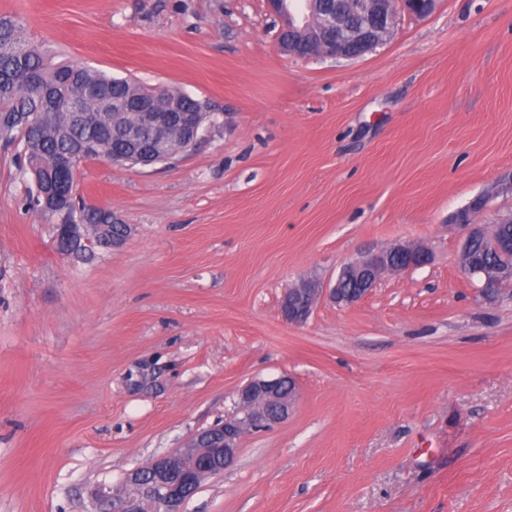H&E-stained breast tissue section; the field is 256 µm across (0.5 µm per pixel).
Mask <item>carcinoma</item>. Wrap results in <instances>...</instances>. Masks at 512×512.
<instances>
[{"label":"carcinoma","instance_id":"obj_1","mask_svg":"<svg viewBox=\"0 0 512 512\" xmlns=\"http://www.w3.org/2000/svg\"><path fill=\"white\" fill-rule=\"evenodd\" d=\"M162 110L174 104L184 112H203L205 106L194 99L185 100L171 89H150L130 79L110 77L76 62L52 63L51 51L30 40L22 23L10 16H0V113L49 112L52 119L24 129L15 123H0V146L21 148L25 168L38 175L35 194L29 198L30 209L49 220H66L79 216L95 234L99 225L109 222V209L76 207L74 197L63 196L46 210L41 191L46 184L60 187L71 184L66 166L68 154L84 142L94 143L95 158L111 160L124 149L118 135L122 128L138 124L140 102ZM72 103L92 117L91 124L62 128Z\"/></svg>","mask_w":512,"mask_h":512}]
</instances>
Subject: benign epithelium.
<instances>
[{"instance_id": "benign-epithelium-1", "label": "benign epithelium", "mask_w": 512, "mask_h": 512, "mask_svg": "<svg viewBox=\"0 0 512 512\" xmlns=\"http://www.w3.org/2000/svg\"><path fill=\"white\" fill-rule=\"evenodd\" d=\"M271 9L285 18L278 43L287 53L298 55L304 48L306 56L355 60L388 42L395 33L400 10L417 16L430 14L437 0H267ZM206 115L202 112H182L174 107L162 112L150 106L140 109L139 126L158 133L155 145L149 149L140 144L136 130L127 135L128 150L112 156L114 165L151 166L171 161L164 131L181 126L189 131L187 147L201 139ZM486 205L480 195L459 210L454 225L465 231L458 260L463 270L480 283L479 294L493 301L512 288V237H500L490 242V249L501 260L493 265L478 266L469 256L474 242L487 238V226L476 221ZM80 221L56 225V249L72 254L71 242L81 238ZM398 253L405 257L404 269L424 266L430 262V252L421 246L397 245L379 254L365 256L344 264L335 284L326 289L309 279L282 296L283 317L291 323L305 321L316 302L328 294L338 305H353L374 288L381 274L391 269L390 258ZM155 367L148 361L137 366L131 385L142 388L152 382ZM282 378H255L238 390L243 408L233 417L191 435L176 451L157 457L148 464L128 473L123 483L139 489L136 495L118 497L112 486L101 484L94 491L100 512H184L186 502L197 492L194 471L197 465L220 472L229 466L239 450L241 433L245 429L266 430L283 422L293 409L297 390L283 396Z\"/></svg>"}]
</instances>
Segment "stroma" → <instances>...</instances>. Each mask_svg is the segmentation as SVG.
Returning <instances> with one entry per match:
<instances>
[{"label": "stroma", "mask_w": 512, "mask_h": 512, "mask_svg": "<svg viewBox=\"0 0 512 512\" xmlns=\"http://www.w3.org/2000/svg\"><path fill=\"white\" fill-rule=\"evenodd\" d=\"M1 15L214 121L169 164L80 165L78 198L130 229L83 260L56 251L0 151V512H95L97 485L281 375L288 419L244 433L186 512H512V296L482 300L448 229L512 177V0L401 13L356 60L282 52L266 0H0ZM401 244L431 262L282 318L300 280ZM145 359L156 382L132 389Z\"/></svg>", "instance_id": "35a3bbf8"}]
</instances>
